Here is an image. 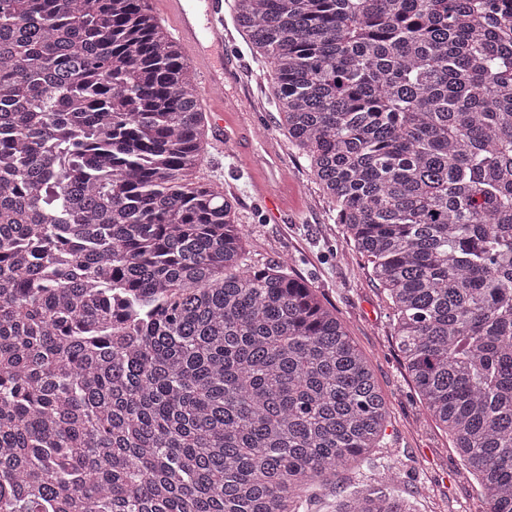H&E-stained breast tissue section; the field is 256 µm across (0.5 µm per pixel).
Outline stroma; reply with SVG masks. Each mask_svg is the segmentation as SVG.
Here are the masks:
<instances>
[{"label": "stroma", "instance_id": "stroma-1", "mask_svg": "<svg viewBox=\"0 0 512 512\" xmlns=\"http://www.w3.org/2000/svg\"><path fill=\"white\" fill-rule=\"evenodd\" d=\"M238 63L245 73L225 84L228 99L249 97L257 110L244 119L256 142L271 141L280 149L283 165L298 198V208L278 221L268 220L254 195L248 172L216 148H209L196 173L198 181L219 186L237 201L241 224L247 230L246 250L253 262L292 258V274L318 288L332 307L353 344L367 358L390 412L386 436L377 457H401L404 474L399 485L419 512H482L475 493L476 479L462 465L445 432L426 413L400 362L393 337L392 309L387 294L371 275L365 256L346 245L335 224L334 204L311 176L308 165L280 131L267 80L268 66L256 58L244 36H237ZM355 467L341 470L316 486L308 512H334L342 494L358 482Z\"/></svg>", "mask_w": 512, "mask_h": 512}]
</instances>
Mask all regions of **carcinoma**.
Wrapping results in <instances>:
<instances>
[{"instance_id":"carcinoma-1","label":"carcinoma","mask_w":512,"mask_h":512,"mask_svg":"<svg viewBox=\"0 0 512 512\" xmlns=\"http://www.w3.org/2000/svg\"><path fill=\"white\" fill-rule=\"evenodd\" d=\"M499 0H234L281 126L392 302L415 393L512 512V48ZM148 0H0V512H300L387 402L288 261L192 185ZM336 512H416L393 486Z\"/></svg>"}]
</instances>
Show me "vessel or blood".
<instances>
[{
	"mask_svg": "<svg viewBox=\"0 0 512 512\" xmlns=\"http://www.w3.org/2000/svg\"><path fill=\"white\" fill-rule=\"evenodd\" d=\"M159 18L171 24L175 39L192 54L199 99L219 133L218 147L245 162L268 217L293 207V194L271 187L283 172L280 153L273 148L255 152L250 136L239 127L237 104L224 97L225 81L239 78L234 40L224 23V0H162Z\"/></svg>",
	"mask_w": 512,
	"mask_h": 512,
	"instance_id": "1",
	"label": "vessel or blood"
}]
</instances>
